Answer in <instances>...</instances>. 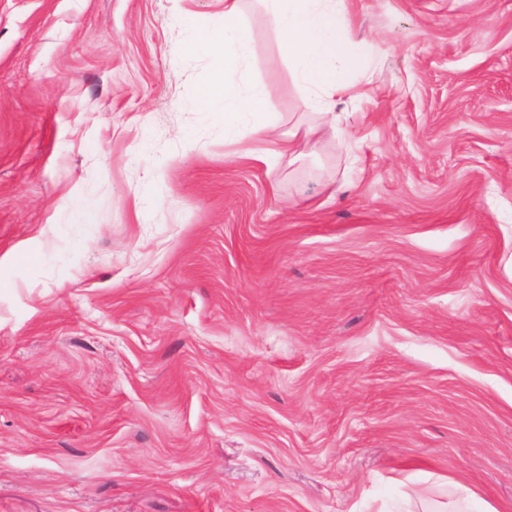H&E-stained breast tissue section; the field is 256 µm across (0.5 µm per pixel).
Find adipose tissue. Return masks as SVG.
Returning a JSON list of instances; mask_svg holds the SVG:
<instances>
[{"label":"adipose tissue","mask_w":512,"mask_h":512,"mask_svg":"<svg viewBox=\"0 0 512 512\" xmlns=\"http://www.w3.org/2000/svg\"><path fill=\"white\" fill-rule=\"evenodd\" d=\"M242 0H224V27L210 42L192 38L186 45L195 55L202 44L221 52L224 76L202 86L198 93L201 111L219 117L226 137H233L243 122H251L252 133L260 141L258 157L270 162L292 154L294 141L276 135L277 118L267 112V93L260 84L238 87L225 80L226 74L240 70L250 54L249 26L241 8ZM264 12L282 36L283 54L306 95L307 103L319 110L325 124L335 125L332 104L336 96L356 88L355 73L367 62L365 51L350 50L338 18L345 0H261Z\"/></svg>","instance_id":"ef3b65f1"}]
</instances>
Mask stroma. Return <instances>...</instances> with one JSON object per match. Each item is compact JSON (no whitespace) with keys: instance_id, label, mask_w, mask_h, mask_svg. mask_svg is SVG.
Segmentation results:
<instances>
[{"instance_id":"35a3bbf8","label":"stroma","mask_w":512,"mask_h":512,"mask_svg":"<svg viewBox=\"0 0 512 512\" xmlns=\"http://www.w3.org/2000/svg\"><path fill=\"white\" fill-rule=\"evenodd\" d=\"M294 154L199 111L224 0H0V512H512V0H346ZM455 502L448 512H497L470 487L455 483Z\"/></svg>"}]
</instances>
